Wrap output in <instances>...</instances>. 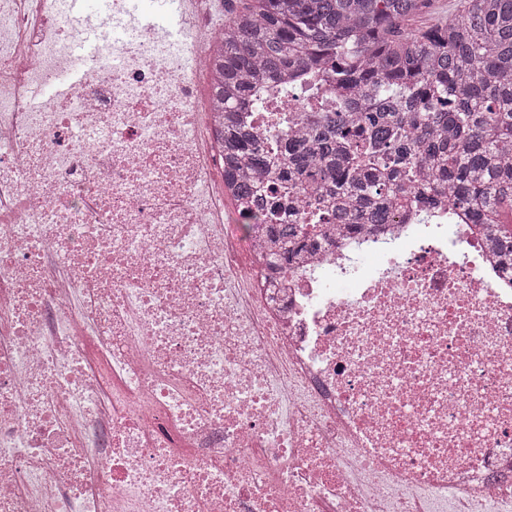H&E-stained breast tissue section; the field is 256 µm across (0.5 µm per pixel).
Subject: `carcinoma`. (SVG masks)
I'll return each instance as SVG.
<instances>
[{"mask_svg":"<svg viewBox=\"0 0 512 512\" xmlns=\"http://www.w3.org/2000/svg\"><path fill=\"white\" fill-rule=\"evenodd\" d=\"M429 0H246L208 60L224 185L290 260L329 224H389L444 194L512 266V0H465L433 27ZM306 88L301 111L258 131Z\"/></svg>","mask_w":512,"mask_h":512,"instance_id":"1","label":"carcinoma"}]
</instances>
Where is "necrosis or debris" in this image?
Here are the masks:
<instances>
[{"instance_id": "4bbe7bcc", "label": "necrosis or debris", "mask_w": 512, "mask_h": 512, "mask_svg": "<svg viewBox=\"0 0 512 512\" xmlns=\"http://www.w3.org/2000/svg\"><path fill=\"white\" fill-rule=\"evenodd\" d=\"M195 7L0 0V512H512V271L440 198L274 262Z\"/></svg>"}]
</instances>
